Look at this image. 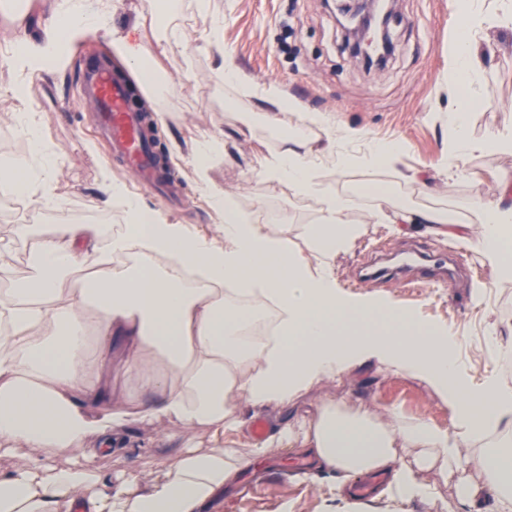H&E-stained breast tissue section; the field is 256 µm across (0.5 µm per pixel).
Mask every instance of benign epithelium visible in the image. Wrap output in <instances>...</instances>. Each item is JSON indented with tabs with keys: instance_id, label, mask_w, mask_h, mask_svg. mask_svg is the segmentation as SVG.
Listing matches in <instances>:
<instances>
[{
	"instance_id": "obj_1",
	"label": "benign epithelium",
	"mask_w": 512,
	"mask_h": 512,
	"mask_svg": "<svg viewBox=\"0 0 512 512\" xmlns=\"http://www.w3.org/2000/svg\"><path fill=\"white\" fill-rule=\"evenodd\" d=\"M392 18V0H347L338 6L346 44L368 67L381 64L392 49Z\"/></svg>"
}]
</instances>
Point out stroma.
I'll return each instance as SVG.
<instances>
[{
    "instance_id": "stroma-1",
    "label": "stroma",
    "mask_w": 512,
    "mask_h": 512,
    "mask_svg": "<svg viewBox=\"0 0 512 512\" xmlns=\"http://www.w3.org/2000/svg\"><path fill=\"white\" fill-rule=\"evenodd\" d=\"M110 2L114 31L147 47L153 68L163 76L153 90L138 86L134 92L144 112L165 114L164 121L153 122V136L182 199L173 201L128 173L122 158L99 137L93 112L79 105L83 59L109 55L99 40L83 41L68 59L38 75L0 71V155L29 153L28 142L12 119L23 106L39 113L44 138L58 159L56 190L67 203L60 211L30 213L27 231L20 236L15 233L16 220L0 209V238L10 241L14 252L12 264L0 268V280L16 283L27 276L29 256L47 225L72 217L81 224L125 218L123 208L98 201L106 176L172 222L212 231L215 218L193 179L194 159L184 149L203 135L220 131L224 152L212 161L209 177L236 210L260 221L271 215L279 224H316L322 217L323 195L346 198L349 218L362 225L363 233L333 262L341 291L356 301H393L419 321L454 336L455 356L472 386L492 376L512 386V374L499 369L501 348H512V315L500 308L502 301H512V280L497 279L487 260L466 266L451 296L426 288H367L355 280L374 237H383L397 257L419 247L448 249L449 240L426 232L417 222L418 211H447L461 223L477 224L481 218L472 207L476 195L512 197V151L491 147L469 154L462 175L441 174L448 158V116L455 101L448 83V43L460 23L450 0H398L392 26L395 51L378 71L363 68L350 55L324 0H212L208 16L187 6L171 18L185 38L169 45L159 42L158 17L142 12L141 0ZM215 15L224 20V46L232 63L256 88H275L305 111L329 113L340 124L367 130L373 141L402 144L399 161L340 172L335 159L325 157L317 172L320 191L309 196L258 177L263 158L279 147L280 129L257 118L256 101L248 92L224 82L221 60L203 54V38ZM475 45L482 74L467 125L472 138L483 139L512 129V21L479 28ZM13 83L21 85V96L9 92ZM176 143L181 146L177 153L172 150ZM408 168L420 171L422 183L401 178V171ZM379 208L405 214L406 223H375L372 213ZM307 397H333L355 407L379 405L443 429L454 427L447 406L425 382L379 371L371 362L313 386ZM136 434L155 439L171 458L182 447L208 444L203 430L175 420L140 425ZM305 469L302 458L289 451L247 465L237 487L225 494L223 512H282L287 501L292 512H327L335 501L333 482L326 477L315 484L303 480Z\"/></svg>"
}]
</instances>
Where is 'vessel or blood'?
<instances>
[{
	"label": "vessel or blood",
	"mask_w": 512,
	"mask_h": 512,
	"mask_svg": "<svg viewBox=\"0 0 512 512\" xmlns=\"http://www.w3.org/2000/svg\"><path fill=\"white\" fill-rule=\"evenodd\" d=\"M81 78V102L98 112L101 130L112 151L124 159L127 170L138 181L161 183L153 145L145 136L138 116L125 107L124 86L114 81L105 64L98 62L87 64ZM456 269V256L418 251L408 263L372 260L360 267L358 278L363 282L393 280L401 288L452 289L456 286Z\"/></svg>",
	"instance_id": "vessel-or-blood-1"
}]
</instances>
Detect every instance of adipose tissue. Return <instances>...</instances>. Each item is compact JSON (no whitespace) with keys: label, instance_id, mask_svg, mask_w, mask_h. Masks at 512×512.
<instances>
[{"label":"adipose tissue","instance_id":"ef3b65f1","mask_svg":"<svg viewBox=\"0 0 512 512\" xmlns=\"http://www.w3.org/2000/svg\"><path fill=\"white\" fill-rule=\"evenodd\" d=\"M102 0H42L38 37L28 16L10 24L16 59L40 73L93 37L153 84L147 51L117 35ZM460 30L450 48L449 82L472 89L480 68L473 47L487 22L473 0H458ZM470 98L452 114L446 174L456 160L488 143L470 138ZM319 127L315 141L283 136L259 177L298 194L319 189L320 160L334 154L339 168L353 165L340 141L363 142L364 163L397 161L395 144L370 141L359 128L305 113ZM15 123L32 143L31 156H4L9 176L30 175L29 204L37 211L64 208L55 190L57 160L45 149L34 113L20 110ZM193 176L216 216L214 234L174 224L145 211L138 197L110 179L103 204L120 202L132 223L124 235L106 237L95 224H57L42 237L30 283L0 291V456L31 449L26 467L0 469V512H222L251 462L290 450L306 459L309 480L330 472L339 493L355 477H387L385 490L402 501H428L435 488L426 475L457 477L456 495L468 512L492 501L493 512H512V450H476L490 430L512 435V388L498 378L471 387L452 354L453 339L430 330L393 302L353 301L337 289L332 262L362 234L346 219L345 199L328 197L320 223L295 227L256 224L224 202L223 190L196 165ZM479 224H459L447 212L420 218L438 235L468 239L495 268L512 279V200L476 197ZM149 220L147 237L138 223ZM135 261L112 267L116 254ZM86 268L75 276L77 268ZM253 297L254 307L275 304L276 332L261 345H246L236 327L253 309L225 297L226 282ZM367 362L424 381L452 414L448 433L423 420L384 408H355L325 398L306 401L316 384ZM120 366L133 388L113 397L109 379ZM266 414L267 433L255 440L245 409ZM177 419L203 429L206 448L181 449L176 458L157 453L151 439H136L138 424ZM153 456L149 480L129 473L105 483L98 459L129 449ZM482 484L466 480L467 472Z\"/></svg>","mask_w":512,"mask_h":512}]
</instances>
